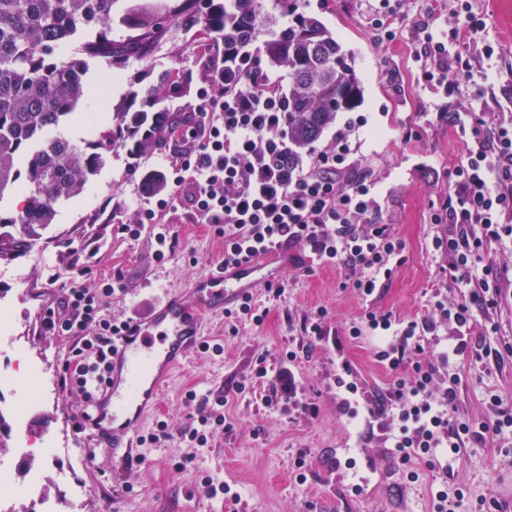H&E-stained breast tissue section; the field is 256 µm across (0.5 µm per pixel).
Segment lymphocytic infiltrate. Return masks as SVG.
Segmentation results:
<instances>
[{"label": "lymphocytic infiltrate", "instance_id": "1", "mask_svg": "<svg viewBox=\"0 0 512 512\" xmlns=\"http://www.w3.org/2000/svg\"><path fill=\"white\" fill-rule=\"evenodd\" d=\"M449 35L463 42L480 40L484 30L471 0H448ZM414 57L423 83L449 97L469 87L480 100L485 87L476 83L468 55H449L443 42L420 30ZM454 126L464 148L452 171L447 192L430 204L432 223L442 230L433 236V250L448 257L452 280L467 290L456 304L435 300L434 316L393 320L391 315L367 313L352 335L370 331L392 337L377 353L390 369L419 359L409 376L396 378L392 396L400 427L392 436L402 464L434 466V451L459 448L472 440L504 439L512 435V408L498 394H488L486 420L475 423L456 414L460 377L449 374L448 385L436 391L435 366L424 358L423 340L434 334L439 320L453 321L460 336L452 349L461 356L470 349L466 336L475 321V308L494 309L512 300V284L492 273L496 250H512V118L485 121L476 112H458ZM180 144L175 165L163 174L168 194L148 195L142 222L156 225L154 252L163 262L177 247L170 234L169 213L179 198H187L197 223L210 224L224 240L222 264H239L273 246L302 244L318 259L342 270L359 295L374 294L389 280L403 250L402 241L378 223L381 210L372 172L356 158L348 133L338 132L329 147L312 149L308 161L291 155L288 114L281 90L270 82L256 58L237 68L216 61L197 92V104L170 132ZM121 273H113L99 291L68 288L60 306L47 308L41 328L70 344V355L59 376L62 390L91 402L103 380L112 351V338L126 321L106 311L105 300L122 290ZM288 352L276 371L258 366L256 378H271L267 404L288 408L299 386ZM494 498L470 499L462 488L440 489L433 512H500Z\"/></svg>", "mask_w": 512, "mask_h": 512}]
</instances>
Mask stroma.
<instances>
[{
  "label": "stroma",
  "mask_w": 512,
  "mask_h": 512,
  "mask_svg": "<svg viewBox=\"0 0 512 512\" xmlns=\"http://www.w3.org/2000/svg\"><path fill=\"white\" fill-rule=\"evenodd\" d=\"M473 5L485 21L484 43L495 49L490 59L476 54L474 68L487 76L482 115L491 120L512 110V86L505 84L512 74V0H473ZM298 6L355 56L361 102L355 111L338 113L319 143L327 145L338 130L348 129L377 180L380 221L403 242L401 262L390 281L365 298L346 286L339 269L307 264L302 246L290 248L278 273L281 297L269 296L262 287L253 291L257 305L267 310L264 323L208 318L204 338L221 344L222 353L196 351L168 380L142 430L166 423L170 440L137 445L127 467H114L109 454L73 429L81 398L58 385L69 344L40 334L42 314L67 288L97 290L119 269L125 289L109 298L108 312L148 318L166 294L184 291L207 274L224 244L209 225L195 222L185 201L172 215L169 229L179 245L165 263L153 260V225H143L135 240L118 234L117 224L134 223L143 207L139 175L175 160L178 146L170 141L139 156L112 150L101 172L59 208L36 245L0 260V316L9 318L12 334L11 341L0 343V372L13 376L12 385L0 393V411L23 410L33 436L49 435L60 447L46 470V489L60 512H431L432 493L443 483L512 506V440L468 442L450 475L420 464L411 482L383 433H369L364 421L348 418L336 398L344 361L357 379V399L373 402L390 392L393 373L376 358L377 338L350 334L367 312L421 318L434 298L452 302L463 294L448 274L447 257L431 246L439 228L430 222V203L447 190L463 147L438 115L470 111L472 100L465 91L446 98L424 85L413 56L421 27L447 40L444 4L406 0L393 25L396 38L385 44L365 23L369 0H298ZM213 52L212 39L203 32L191 44L178 39L159 51L156 70L172 71L189 85L171 100L178 111L196 106V91L208 77L204 65ZM89 78L94 93L81 107L85 117L65 127L66 136L78 143L98 140L111 128L114 105L140 80L136 69L117 75L104 65L94 66ZM406 128L414 136L405 143L401 133ZM132 167L138 176L129 175ZM320 310L325 313L322 335L307 334L304 324ZM476 319L468 354L440 363L437 373L441 387L449 372L459 373L458 414L472 421L483 420L490 391H498L512 407V353L504 349L512 344V304L477 313ZM290 351L297 354L300 394L296 407L284 412L266 404L268 383L252 386L248 380L258 361L274 367ZM30 362L40 364L43 374L26 372ZM192 389L198 397L225 401L226 422L213 429L204 448L178 440L196 413L185 399ZM74 448L83 464L74 462ZM300 456L306 459L301 481L294 466ZM209 479L233 485L238 501L210 496ZM78 484L85 489L79 499L73 496Z\"/></svg>",
  "instance_id": "obj_1"
}]
</instances>
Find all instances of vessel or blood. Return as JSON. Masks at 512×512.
I'll list each match as a JSON object with an SVG mask.
<instances>
[{"label": "vessel or blood", "mask_w": 512, "mask_h": 512, "mask_svg": "<svg viewBox=\"0 0 512 512\" xmlns=\"http://www.w3.org/2000/svg\"><path fill=\"white\" fill-rule=\"evenodd\" d=\"M274 254L195 280L186 292L165 297L148 319L112 347L107 381L93 401L90 437L114 460L130 458L145 417L158 404L173 371L203 342L206 316L234 308L252 288L277 274Z\"/></svg>", "instance_id": "obj_1"}]
</instances>
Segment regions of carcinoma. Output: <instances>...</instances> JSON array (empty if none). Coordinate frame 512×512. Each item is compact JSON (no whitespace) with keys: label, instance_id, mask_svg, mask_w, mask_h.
Segmentation results:
<instances>
[{"label":"carcinoma","instance_id":"1","mask_svg":"<svg viewBox=\"0 0 512 512\" xmlns=\"http://www.w3.org/2000/svg\"><path fill=\"white\" fill-rule=\"evenodd\" d=\"M119 2L0 0V203L23 197L17 213L0 212V259L40 239L56 208L83 192L112 147L143 154L163 144L158 129L179 120L165 105L179 82L165 73L144 93H128L98 141L81 145L62 133L46 136L66 126L91 93L92 62L117 71L132 61L149 68L163 45L205 31L235 63L259 40L269 66L289 76L285 107L295 157L321 138L337 113L360 101L353 57L321 21L290 10L291 20L278 25L273 10L288 0H157L122 12ZM71 45L76 51L62 57ZM165 187L159 173L142 178L148 194Z\"/></svg>","mask_w":512,"mask_h":512}]
</instances>
